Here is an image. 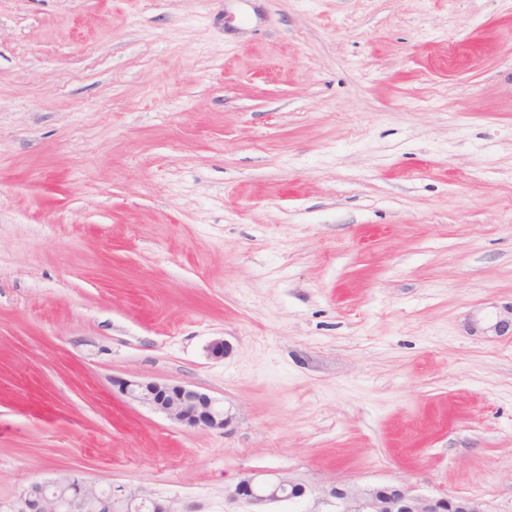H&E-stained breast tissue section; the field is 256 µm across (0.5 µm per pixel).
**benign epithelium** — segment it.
<instances>
[{
    "label": "benign epithelium",
    "instance_id": "7a95c632",
    "mask_svg": "<svg viewBox=\"0 0 512 512\" xmlns=\"http://www.w3.org/2000/svg\"><path fill=\"white\" fill-rule=\"evenodd\" d=\"M121 393L133 402L149 405L171 420L189 427L222 428L227 417L224 407L211 396L190 386L159 381H121ZM307 486L270 473H255L238 481L229 495L232 503L270 504L302 502ZM321 512H483L478 501L462 497L413 494L396 484L354 490L344 485L332 487L323 498ZM168 512L161 504L134 493H107L76 476L64 480L35 483L23 494L20 512Z\"/></svg>",
    "mask_w": 512,
    "mask_h": 512
}]
</instances>
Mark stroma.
<instances>
[{
    "label": "stroma",
    "instance_id": "obj_1",
    "mask_svg": "<svg viewBox=\"0 0 512 512\" xmlns=\"http://www.w3.org/2000/svg\"><path fill=\"white\" fill-rule=\"evenodd\" d=\"M257 471L512 512V0H0V512ZM121 393L133 402L149 405L171 420L189 427L224 428V407L190 386L159 381H120ZM20 512H112L121 507L124 512H169L152 499L134 493L108 494L104 488L84 483L76 476L64 480L35 483L23 494Z\"/></svg>",
    "mask_w": 512,
    "mask_h": 512
}]
</instances>
